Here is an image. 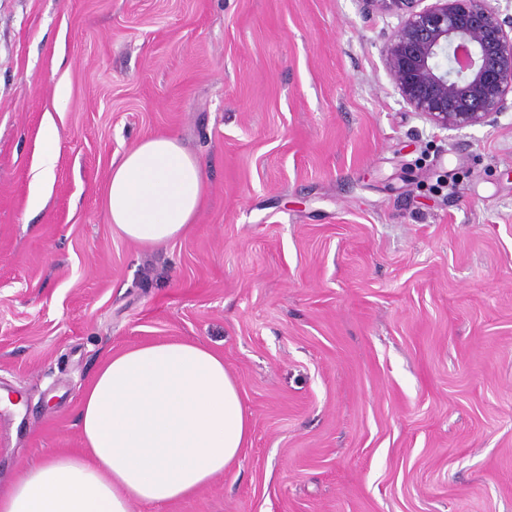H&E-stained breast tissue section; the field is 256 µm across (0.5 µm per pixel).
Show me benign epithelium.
Segmentation results:
<instances>
[{"instance_id":"obj_1","label":"benign epithelium","mask_w":512,"mask_h":512,"mask_svg":"<svg viewBox=\"0 0 512 512\" xmlns=\"http://www.w3.org/2000/svg\"><path fill=\"white\" fill-rule=\"evenodd\" d=\"M394 15L384 67L402 103L439 131L489 125L512 110V16L500 0H358Z\"/></svg>"}]
</instances>
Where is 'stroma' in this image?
I'll use <instances>...</instances> for the list:
<instances>
[{
    "label": "stroma",
    "instance_id": "35a3bbf8",
    "mask_svg": "<svg viewBox=\"0 0 512 512\" xmlns=\"http://www.w3.org/2000/svg\"><path fill=\"white\" fill-rule=\"evenodd\" d=\"M396 23L357 0H0V395L22 398L0 408L1 487L81 447L112 354L193 341L251 443L131 512H512V112L447 133L404 107ZM161 134L206 186L184 236L145 246L103 195ZM43 128L39 163L32 171L31 191L28 198V207L34 211L44 208L50 197L54 184V169L60 151V135L51 116L46 118Z\"/></svg>",
    "mask_w": 512,
    "mask_h": 512
}]
</instances>
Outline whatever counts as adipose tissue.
I'll return each instance as SVG.
<instances>
[{"label": "adipose tissue", "mask_w": 512, "mask_h": 512, "mask_svg": "<svg viewBox=\"0 0 512 512\" xmlns=\"http://www.w3.org/2000/svg\"><path fill=\"white\" fill-rule=\"evenodd\" d=\"M60 135L44 122L28 207L53 189ZM200 161L172 135L142 140L112 171L103 206L115 231L159 245L184 235L204 195ZM83 446L25 467L0 512H130L183 499L224 473L250 442V416L224 359L197 342H153L112 354L86 388Z\"/></svg>", "instance_id": "ef3b65f1"}]
</instances>
